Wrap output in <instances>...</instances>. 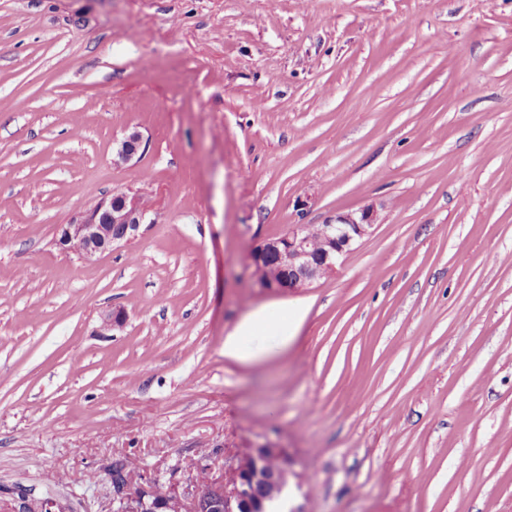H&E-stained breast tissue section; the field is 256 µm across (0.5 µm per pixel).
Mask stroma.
Segmentation results:
<instances>
[{"label": "stroma", "mask_w": 512, "mask_h": 512, "mask_svg": "<svg viewBox=\"0 0 512 512\" xmlns=\"http://www.w3.org/2000/svg\"><path fill=\"white\" fill-rule=\"evenodd\" d=\"M118 191L136 240L56 246ZM367 205L335 275L253 288L254 243ZM255 448L287 512H512V0H0V508ZM142 146V135L136 130L129 132L118 144L116 152L118 160L128 163L136 157L139 158L143 152ZM270 324L263 316L255 315L242 321L224 338V356L239 363H251L259 358L260 353L248 343L251 336Z\"/></svg>", "instance_id": "35a3bbf8"}]
</instances>
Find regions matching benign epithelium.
I'll return each mask as SVG.
<instances>
[{"label":"benign epithelium","instance_id":"1","mask_svg":"<svg viewBox=\"0 0 512 512\" xmlns=\"http://www.w3.org/2000/svg\"><path fill=\"white\" fill-rule=\"evenodd\" d=\"M142 135L133 130L118 144L116 155L124 163L142 154ZM151 207L139 195L116 192L99 200L90 210L69 224L57 227L55 244L64 252L75 251L85 261L95 262L112 249L135 239L146 223ZM376 211L371 206L336 212L321 225L322 245L315 251L304 233V225L295 224L288 232L264 238L249 252L248 266L254 287L273 293L306 288L333 275L339 260L353 245L372 234ZM127 320L125 310L115 308L102 317L100 329L110 333L121 329ZM280 453L275 448L253 451L224 461V472L215 478L165 484L156 494L157 480L133 486L130 475L112 485L114 512H269L287 486L288 470L269 472L267 462ZM264 482L270 492L252 502L256 483Z\"/></svg>","mask_w":512,"mask_h":512}]
</instances>
